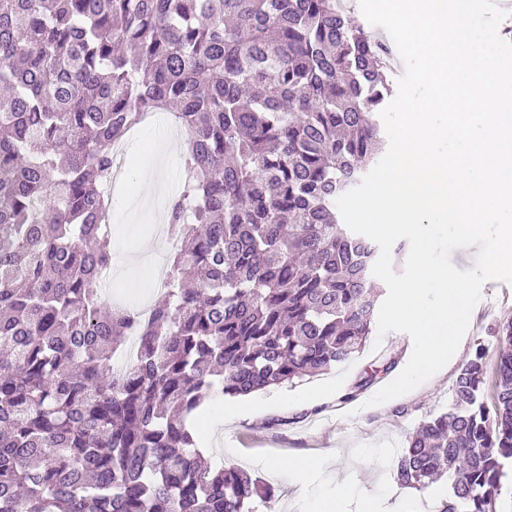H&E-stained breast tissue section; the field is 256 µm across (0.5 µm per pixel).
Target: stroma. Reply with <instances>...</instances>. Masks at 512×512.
<instances>
[{"label":"stroma","mask_w":512,"mask_h":512,"mask_svg":"<svg viewBox=\"0 0 512 512\" xmlns=\"http://www.w3.org/2000/svg\"><path fill=\"white\" fill-rule=\"evenodd\" d=\"M162 169L168 173L171 190H178L184 180L181 157L159 150L140 169L125 168L116 180L114 195H121L127 181L136 179L140 171ZM108 230L115 255L107 284L111 300H136L144 289L142 266L169 264L171 248L136 251L138 241L154 235L152 215L140 201L132 204L127 216H112ZM510 317L512 284L485 283L483 298L449 363L413 391L374 407L366 401L389 383V376L377 377L363 388L359 380L388 359L394 360L396 369H403L412 342L403 333L388 334L381 341L368 336L360 352L329 373L252 394L251 408L218 426L204 443V457L211 467L236 466L272 487V501L254 500V512H317L326 503L335 512H361L368 500L376 512H443L449 480L423 489L402 486L394 479V459L406 436L448 409L455 372L476 347H484L488 363L496 362L495 329ZM294 456L320 458L324 464L300 482L272 473L266 466L267 460Z\"/></svg>","instance_id":"obj_1"}]
</instances>
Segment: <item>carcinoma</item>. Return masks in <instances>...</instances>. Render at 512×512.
Listing matches in <instances>:
<instances>
[{
    "label": "carcinoma",
    "mask_w": 512,
    "mask_h": 512,
    "mask_svg": "<svg viewBox=\"0 0 512 512\" xmlns=\"http://www.w3.org/2000/svg\"><path fill=\"white\" fill-rule=\"evenodd\" d=\"M391 44L343 0H0V512H251L272 490L201 465L188 417L322 374L364 345L377 248L336 198L381 153ZM187 132L173 278L106 305L113 148L153 112ZM475 349L397 481L491 512L512 462V318ZM493 370V403L484 401Z\"/></svg>",
    "instance_id": "cac0c4a2"
}]
</instances>
